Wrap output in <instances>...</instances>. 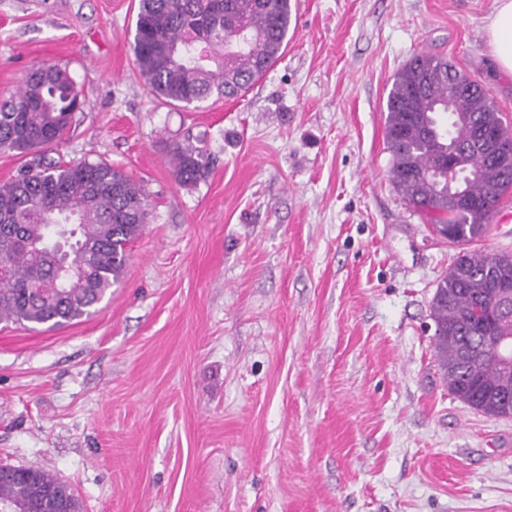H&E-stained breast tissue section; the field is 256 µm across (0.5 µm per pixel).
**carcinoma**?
Wrapping results in <instances>:
<instances>
[{
    "mask_svg": "<svg viewBox=\"0 0 512 512\" xmlns=\"http://www.w3.org/2000/svg\"><path fill=\"white\" fill-rule=\"evenodd\" d=\"M291 0H140L133 36L136 66L151 90L184 109L212 97L231 98L259 80L287 45ZM84 100L68 73L36 65L11 99L0 103V152L26 155L58 143ZM385 138L394 187L425 213L438 234L456 244L482 238L501 196L512 187L485 142L486 132L512 135L486 90L448 62L414 55L396 74L386 101ZM178 181L205 176L203 147L187 142L168 151ZM144 186L106 162L77 164L33 158L0 183V322L34 329L87 317L118 283L126 246L150 217ZM79 224L80 277L61 288L57 255L31 248L23 236ZM507 253L465 252L448 268L433 302L436 356L448 390L485 415L512 417V367L491 356L512 342V266ZM18 512H81L66 483L37 466L10 468L0 479V504Z\"/></svg>",
    "mask_w": 512,
    "mask_h": 512,
    "instance_id": "cac0c4a2",
    "label": "carcinoma"
}]
</instances>
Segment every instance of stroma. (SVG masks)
Wrapping results in <instances>:
<instances>
[{"label":"stroma","mask_w":512,"mask_h":512,"mask_svg":"<svg viewBox=\"0 0 512 512\" xmlns=\"http://www.w3.org/2000/svg\"><path fill=\"white\" fill-rule=\"evenodd\" d=\"M288 44L232 99H158L139 0H0V101L36 63L85 95L46 159L105 161L153 216L90 317L0 323V465L82 512H512V417L450 394L432 300L460 252L390 180L385 102L417 53L480 82L512 127L494 0H295ZM203 140L182 185L169 147ZM484 255L512 253V189Z\"/></svg>","instance_id":"1"}]
</instances>
